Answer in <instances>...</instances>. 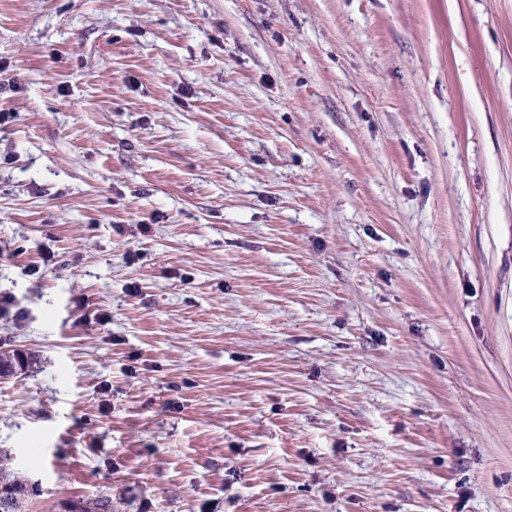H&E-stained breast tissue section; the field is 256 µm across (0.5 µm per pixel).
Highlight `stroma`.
<instances>
[{
    "mask_svg": "<svg viewBox=\"0 0 512 512\" xmlns=\"http://www.w3.org/2000/svg\"><path fill=\"white\" fill-rule=\"evenodd\" d=\"M0 64L26 512H512V0H0ZM70 512H112V494L99 493L91 498H81L71 501L68 505Z\"/></svg>",
    "mask_w": 512,
    "mask_h": 512,
    "instance_id": "obj_1",
    "label": "stroma"
}]
</instances>
